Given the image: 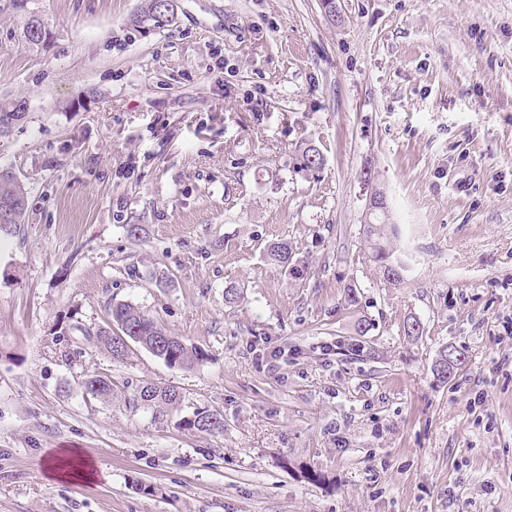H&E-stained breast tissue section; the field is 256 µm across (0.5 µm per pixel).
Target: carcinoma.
<instances>
[{
    "label": "carcinoma",
    "mask_w": 512,
    "mask_h": 512,
    "mask_svg": "<svg viewBox=\"0 0 512 512\" xmlns=\"http://www.w3.org/2000/svg\"><path fill=\"white\" fill-rule=\"evenodd\" d=\"M168 0H144L139 14L136 17L138 26L146 24L167 22L174 17V9L167 8ZM48 31L44 23L37 17L28 19L23 28V37L31 45H39L47 40ZM27 210L24 188L15 176L0 175V232L11 234L17 226L23 223ZM386 214L377 211L372 214V220L364 225L365 237L370 245L372 258L382 270L384 278L399 283L403 276L394 271V268L404 269L403 264L393 258V249L384 233ZM269 261L293 271H299L298 262L294 261L293 245L286 239L270 243L266 249ZM116 329L123 333L132 343L144 348L163 344L161 359L172 368L190 369L203 360L201 348L187 346L182 340L168 333L167 329L155 318L130 302H117L110 306L108 320L103 326L86 328L71 325L63 328L67 335L73 330L81 333L82 338L94 342V347L106 351L116 362L126 359L129 350L125 349L122 341H114L110 331ZM82 385L87 394L102 399H109L114 392V382L106 376L91 374L85 376ZM128 404L135 408L147 407L153 410L157 418H164L171 414V410L178 409L182 404L180 392L172 387H160L155 384H142L136 386ZM177 426L187 430L216 434L224 432V418L216 410H196L180 417Z\"/></svg>",
    "instance_id": "carcinoma-1"
}]
</instances>
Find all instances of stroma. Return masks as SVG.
<instances>
[{
	"label": "stroma",
	"mask_w": 512,
	"mask_h": 512,
	"mask_svg": "<svg viewBox=\"0 0 512 512\" xmlns=\"http://www.w3.org/2000/svg\"><path fill=\"white\" fill-rule=\"evenodd\" d=\"M140 6L0 0V101L25 104L0 167L28 197L0 238V512H512V0H341L336 24L320 0H177L145 28ZM376 190L396 284L363 235ZM283 238L302 277L264 257ZM118 301L204 360L59 335ZM146 382L223 433L129 407ZM73 450L94 479L49 477ZM82 385L88 395L102 399L112 398L114 386H116L114 382H112V378L98 374L85 376L82 380ZM212 419L214 420L212 421ZM176 424L183 429L208 434L223 433L224 431V418L217 410L197 409L188 415L181 416Z\"/></svg>",
	"instance_id": "1"
}]
</instances>
